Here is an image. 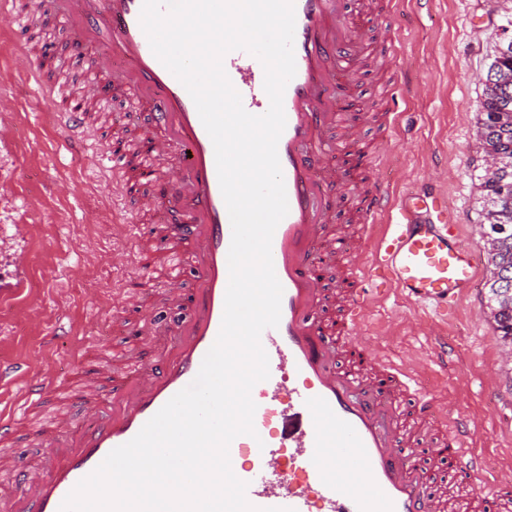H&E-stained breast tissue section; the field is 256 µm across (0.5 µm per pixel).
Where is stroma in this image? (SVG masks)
I'll use <instances>...</instances> for the list:
<instances>
[{
  "label": "stroma",
  "mask_w": 512,
  "mask_h": 512,
  "mask_svg": "<svg viewBox=\"0 0 512 512\" xmlns=\"http://www.w3.org/2000/svg\"><path fill=\"white\" fill-rule=\"evenodd\" d=\"M499 19L498 0H406L385 20L401 39L397 61L380 64L363 54L355 63L356 85L339 100L359 136L377 145L383 138L373 119L378 83L391 82L388 108L398 113L399 123L385 160L389 184L400 195L445 197L460 237L479 254L476 285L444 318L448 362L429 363L420 382L464 414L492 409L490 423L473 443L488 485L498 471L512 468V362L495 358L502 340L485 318L492 265L478 235L483 222L478 177L484 161L471 135L483 86L467 77L486 72ZM40 26L29 45L40 62L37 86L12 73V18L0 13V91L19 110L13 145L0 149V360L27 364L31 376L58 383L78 378L84 350L75 337L83 332L107 356L143 363L154 359L164 343L139 335V327L151 311L168 323L188 316L197 271L184 266L183 297L170 305L160 297L161 268L149 269L145 296L132 297L116 310L112 290L130 266L102 227L114 217L113 170L129 177L134 171L123 161L103 159L102 153L116 139L139 141L149 135L151 116L139 111L131 125L125 106L112 103L92 117L91 138L81 154L64 148L54 118L63 95L53 80L59 69H68L66 93L79 94L92 51L75 30L59 27L53 15H42ZM60 183L67 184V192L57 191ZM19 224L27 225L25 235L16 234ZM22 250L34 257V268L25 276L15 265ZM429 317V310L389 290L361 330L386 360L399 365L411 354H431ZM489 373L494 376L490 384L485 381Z\"/></svg>",
  "instance_id": "stroma-1"
}]
</instances>
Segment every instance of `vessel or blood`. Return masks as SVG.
Returning <instances> with one entry per match:
<instances>
[{
	"mask_svg": "<svg viewBox=\"0 0 512 512\" xmlns=\"http://www.w3.org/2000/svg\"><path fill=\"white\" fill-rule=\"evenodd\" d=\"M17 25V72L39 77L27 53L26 29L39 11L57 15L67 26L84 25L87 45L97 47L93 77L79 96L56 112L68 150L84 149L89 112L99 103V82L112 76V91L129 96L151 112L163 131L145 144L138 173L154 179L160 164L172 162L176 179L161 204L145 202L121 173L112 175L119 200L110 229L123 254L136 265L149 258L134 232L144 215L173 211L180 224L163 227V237L183 250L197 270L189 317L170 330V347L151 364H129L110 385L111 411L96 396L83 409L91 428L71 434L66 416H57L45 433L49 453L37 465L0 453V473L14 489L0 495V512H59L66 496L116 447L134 438L176 393L197 376L222 323L229 281L232 227L217 175L212 140L185 87L157 59L139 18L143 0H8ZM343 0H294L296 74L283 97L286 127L277 151L289 212L272 239L275 274L283 287L278 327L264 330L261 343L270 375L252 389L256 404L254 435L230 444L229 457L253 449L248 465L234 467L247 484L246 497L260 512H512V469L500 471L490 495L475 492L483 480L477 459L467 457L468 439L486 416L467 417L445 397L425 391L416 379L426 359L414 355L404 372L392 371L358 329L373 299L374 278L388 279L408 301L439 309L456 303L476 280L474 252L447 224L434 218L437 198L405 194L391 197L376 189L350 186L336 165L329 134L339 119L335 92L353 87L356 74L347 60L365 43V24L343 14ZM224 69L253 115L270 105L261 62L244 50L227 53ZM352 191L359 198L358 233L331 236L335 221L327 193ZM346 275L336 293L339 315L320 318L321 282L335 261ZM297 383L282 389L279 373ZM23 383L24 401L51 397L54 385L33 381L22 365L0 362V387ZM287 399L290 423L281 440L289 454L274 450L268 425L280 399ZM431 425H453L454 432L422 446L429 467L418 465L407 449L404 414ZM355 461L368 481L366 491L348 486L347 463Z\"/></svg>",
	"mask_w": 512,
	"mask_h": 512,
	"instance_id": "vessel-or-blood-1",
	"label": "vessel or blood"
}]
</instances>
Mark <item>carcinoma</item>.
<instances>
[{
    "label": "carcinoma",
    "instance_id": "cac0c4a2",
    "mask_svg": "<svg viewBox=\"0 0 512 512\" xmlns=\"http://www.w3.org/2000/svg\"><path fill=\"white\" fill-rule=\"evenodd\" d=\"M488 70L499 74V82L492 86L484 85L482 99L478 106L477 127L480 144H492L503 155L512 158V44L504 47L494 46ZM512 195V167L502 169L491 179L480 176L479 203L482 208H490L487 213L490 222L508 225L503 235L502 248L512 250V208L503 202L497 203L501 195ZM493 266L486 286L496 288L499 283L512 284V267L504 268L497 256L490 255ZM495 331L505 342L512 341V307L500 309L495 319Z\"/></svg>",
    "mask_w": 512,
    "mask_h": 512
}]
</instances>
